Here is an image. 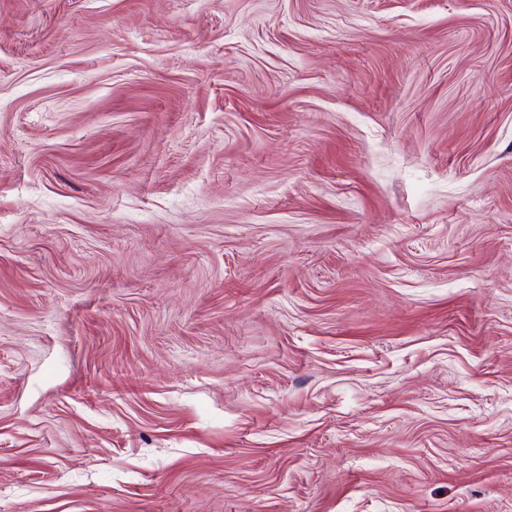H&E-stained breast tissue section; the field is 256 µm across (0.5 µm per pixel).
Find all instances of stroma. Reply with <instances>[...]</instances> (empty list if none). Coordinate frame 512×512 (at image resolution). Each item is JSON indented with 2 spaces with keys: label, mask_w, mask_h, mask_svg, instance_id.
Returning a JSON list of instances; mask_svg holds the SVG:
<instances>
[{
  "label": "stroma",
  "mask_w": 512,
  "mask_h": 512,
  "mask_svg": "<svg viewBox=\"0 0 512 512\" xmlns=\"http://www.w3.org/2000/svg\"><path fill=\"white\" fill-rule=\"evenodd\" d=\"M0 512H512V0H0Z\"/></svg>",
  "instance_id": "35a3bbf8"
}]
</instances>
